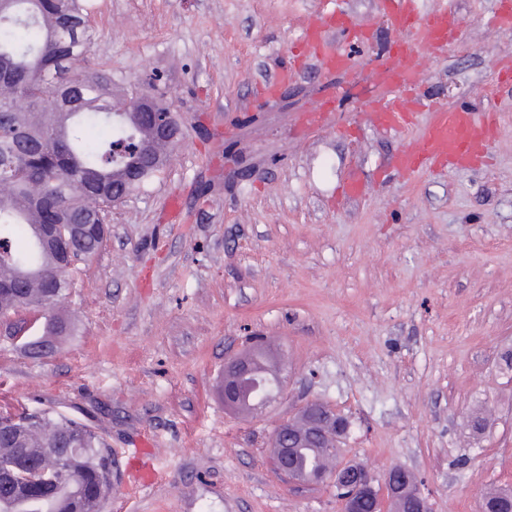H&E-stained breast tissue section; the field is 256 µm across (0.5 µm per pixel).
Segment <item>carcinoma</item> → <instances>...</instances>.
Wrapping results in <instances>:
<instances>
[{
    "label": "carcinoma",
    "mask_w": 512,
    "mask_h": 512,
    "mask_svg": "<svg viewBox=\"0 0 512 512\" xmlns=\"http://www.w3.org/2000/svg\"><path fill=\"white\" fill-rule=\"evenodd\" d=\"M95 33L89 23V0H0V307L41 305L58 281L69 288L73 270L57 264L54 251L36 239L51 211L76 224H96L88 207L87 188L104 187L101 203L112 201V188L143 185L167 161L177 140L161 141L139 120L147 100L155 111H170L148 93L130 95V106H116L112 76L89 65ZM28 99L15 111L11 103ZM103 126L105 140L91 141L88 132ZM75 323L54 312L45 336L63 340ZM12 423L0 428V470L32 462L28 472L41 476L59 468V455L44 438L48 429L78 442L71 449L66 475L56 491L39 501L0 491V512H70L82 501L84 512H101L112 491V448L90 426L66 415L34 411L3 416ZM332 425L310 448L296 449V469L332 471L340 455ZM411 491L414 473L398 466L388 470ZM486 512H509L512 490L485 498Z\"/></svg>",
    "instance_id": "1"
}]
</instances>
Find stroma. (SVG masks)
<instances>
[{
    "label": "stroma",
    "instance_id": "obj_1",
    "mask_svg": "<svg viewBox=\"0 0 512 512\" xmlns=\"http://www.w3.org/2000/svg\"><path fill=\"white\" fill-rule=\"evenodd\" d=\"M318 0H92L89 58L116 95L151 75L182 128L166 165L112 210L101 249L79 263L60 307L76 335L33 358L0 326V414L76 417L112 448L104 512H339L329 484L276 473L271 438L320 401L346 418L339 460L376 476L413 472L429 512H481L512 487V35L502 0L447 7L461 39L423 53L418 93L499 113L478 170L399 174L402 135L370 127L376 69L396 35L384 0H340L369 32L355 64L305 59L279 96L256 100L284 66ZM328 110H321V103ZM324 111L320 125L304 122ZM376 184L351 199L342 186ZM185 199L180 220L166 201ZM273 338L282 395L246 417L225 411L226 354ZM486 412L483 429L469 421ZM156 481L128 494L142 436Z\"/></svg>",
    "mask_w": 512,
    "mask_h": 512
}]
</instances>
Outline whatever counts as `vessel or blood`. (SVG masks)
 Segmentation results:
<instances>
[{"instance_id": "b4317fda", "label": "vessel or blood", "mask_w": 512, "mask_h": 512, "mask_svg": "<svg viewBox=\"0 0 512 512\" xmlns=\"http://www.w3.org/2000/svg\"><path fill=\"white\" fill-rule=\"evenodd\" d=\"M387 21L401 33L393 46L396 65L378 70L377 77L386 82L389 94L368 104L365 119L377 128L401 131L412 124L413 113L426 112V121L405 138L397 155L400 172L411 174L432 164L451 169L475 166L495 136L497 115L463 105L427 103L411 98L408 92L420 46L443 53L458 39V20L444 9L421 13L419 0H389ZM410 30L415 36L409 40L405 34ZM332 32L338 34V41L329 40ZM365 37V31L334 0H319L306 24L303 41L313 47L322 70L335 71L352 67L349 46L363 42Z\"/></svg>"}]
</instances>
